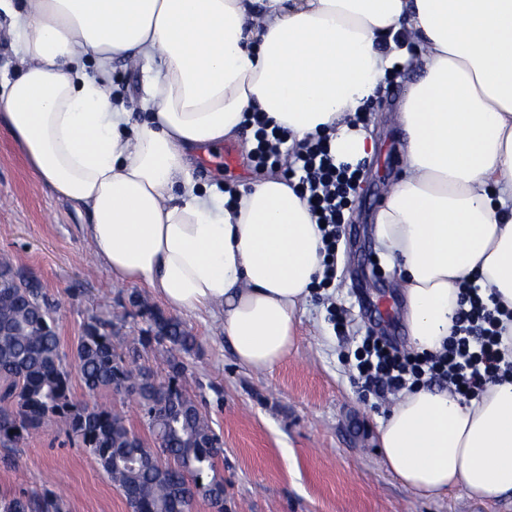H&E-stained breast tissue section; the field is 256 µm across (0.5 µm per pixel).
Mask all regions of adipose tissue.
<instances>
[{"label": "adipose tissue", "mask_w": 512, "mask_h": 512, "mask_svg": "<svg viewBox=\"0 0 512 512\" xmlns=\"http://www.w3.org/2000/svg\"><path fill=\"white\" fill-rule=\"evenodd\" d=\"M0 16L21 59L0 120L33 174L89 212L92 252L115 279L220 313L241 364L270 370L294 349L322 233L277 171L213 207L190 152L236 138L257 110L288 145L325 134L337 162L357 164L375 144L356 113L413 54L423 75L398 109L404 174L375 223L411 343L442 348L471 278L512 311V0H0ZM400 31L414 52L387 46ZM116 58L156 66L143 122L105 89ZM378 436L416 494L512 493V378L466 403L403 390Z\"/></svg>", "instance_id": "adipose-tissue-1"}]
</instances>
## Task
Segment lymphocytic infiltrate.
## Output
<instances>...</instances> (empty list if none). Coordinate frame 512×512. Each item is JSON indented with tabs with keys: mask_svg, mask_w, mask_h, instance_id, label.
Here are the masks:
<instances>
[{
	"mask_svg": "<svg viewBox=\"0 0 512 512\" xmlns=\"http://www.w3.org/2000/svg\"><path fill=\"white\" fill-rule=\"evenodd\" d=\"M257 124L251 150L256 168L283 169L287 179L295 180L297 194L312 201L317 210L315 221L322 226L323 242L319 285L329 287L336 277L339 229L360 172L347 164L336 165L324 141L308 140L289 150L286 133L269 128L262 118ZM505 315V309L482 297L476 282H464L453 334L441 351L434 355L403 352L379 337L367 336L355 352L354 368L359 379L378 392L438 382L461 392L463 398H474L488 382L512 375V361L502 345Z\"/></svg>",
	"mask_w": 512,
	"mask_h": 512,
	"instance_id": "1",
	"label": "lymphocytic infiltrate"
}]
</instances>
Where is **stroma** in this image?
Here are the masks:
<instances>
[{
  "mask_svg": "<svg viewBox=\"0 0 512 512\" xmlns=\"http://www.w3.org/2000/svg\"><path fill=\"white\" fill-rule=\"evenodd\" d=\"M419 74L411 60L387 76L364 114L377 150L362 163V182L340 229L336 279L314 291L296 316V350L273 370H255L237 361L219 315L182 317L198 346L183 357L181 383L222 439L224 452L204 478L223 481L227 512H512L511 494L482 501L454 489L428 498L394 478L377 450V426L392 398L365 387L348 366L369 334L409 348L401 281L381 257L374 221L403 172L405 133L397 107ZM146 75V66L113 61L112 101L143 116ZM249 137L244 130L228 142L236 155L232 166L198 155V183L233 191L260 178L246 148ZM90 222L86 209L59 199L32 173L1 122L0 260L40 280L64 348L76 344L90 317L122 313L126 319L115 345L133 356L149 322L132 297L158 307L163 301L147 284L117 281L96 260L87 238ZM333 306L346 311L343 331L329 319ZM47 490L63 499L67 512H130L100 465L56 421L18 447H0V496L38 497Z\"/></svg>",
  "mask_w": 512,
  "mask_h": 512,
  "instance_id": "1",
  "label": "stroma"
}]
</instances>
